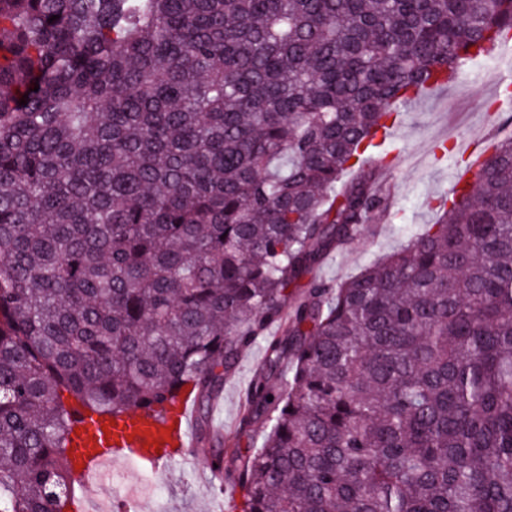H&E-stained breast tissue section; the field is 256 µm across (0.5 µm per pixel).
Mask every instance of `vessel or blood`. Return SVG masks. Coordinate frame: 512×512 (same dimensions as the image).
<instances>
[{"label":"vessel or blood","instance_id":"vessel-or-blood-1","mask_svg":"<svg viewBox=\"0 0 512 512\" xmlns=\"http://www.w3.org/2000/svg\"><path fill=\"white\" fill-rule=\"evenodd\" d=\"M194 412L195 401L188 394L181 397L179 415L174 419L140 409L115 420L73 405L72 425L79 433L72 436L70 445L83 451L76 472L83 489L95 487L103 466L115 455H130L150 465L163 459H194Z\"/></svg>","mask_w":512,"mask_h":512}]
</instances>
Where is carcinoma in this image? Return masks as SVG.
Instances as JSON below:
<instances>
[{
  "label": "carcinoma",
  "instance_id": "cac0c4a2",
  "mask_svg": "<svg viewBox=\"0 0 512 512\" xmlns=\"http://www.w3.org/2000/svg\"><path fill=\"white\" fill-rule=\"evenodd\" d=\"M508 33L512 0H0V512H65L74 403L188 388L211 442L257 345L231 512H512V122L315 275L387 212L394 115ZM261 358L262 351L259 348H253L245 352L240 363L238 375L234 380L225 385L224 399L221 405L212 413L213 428H221L224 430V434L234 429L238 420L242 391Z\"/></svg>",
  "mask_w": 512,
  "mask_h": 512
}]
</instances>
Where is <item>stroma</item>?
I'll return each mask as SVG.
<instances>
[{
	"mask_svg": "<svg viewBox=\"0 0 512 512\" xmlns=\"http://www.w3.org/2000/svg\"><path fill=\"white\" fill-rule=\"evenodd\" d=\"M492 58L499 65L495 75H485L484 59L467 62L457 80L424 90L398 115L391 136L379 148L393 161L385 173L392 186V214L347 250L330 256L319 270L322 279L340 282L356 275L402 247L421 225L437 220L430 203L450 188L449 173H461L466 150L494 134L492 115L512 117V40L500 44ZM441 143L451 152L440 160L434 148ZM261 358V349L245 352L212 415L213 427L234 429L241 394ZM126 466V483L102 484L98 495L116 504L128 500V484L154 480L160 487L158 503L137 504L135 512H225L231 496L230 489L219 491L210 483L201 456L190 463L171 461L156 470L134 460Z\"/></svg>",
	"mask_w": 512,
	"mask_h": 512,
	"instance_id": "1",
	"label": "stroma"
}]
</instances>
